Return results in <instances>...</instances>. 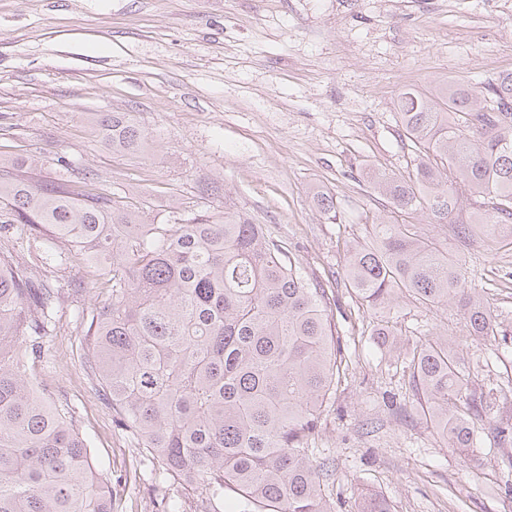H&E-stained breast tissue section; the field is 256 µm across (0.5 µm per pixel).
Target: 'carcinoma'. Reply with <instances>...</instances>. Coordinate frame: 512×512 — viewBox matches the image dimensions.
Instances as JSON below:
<instances>
[{"instance_id": "1", "label": "carcinoma", "mask_w": 512, "mask_h": 512, "mask_svg": "<svg viewBox=\"0 0 512 512\" xmlns=\"http://www.w3.org/2000/svg\"><path fill=\"white\" fill-rule=\"evenodd\" d=\"M398 120L416 148L408 177L374 172L391 215L372 245L349 254L346 282L381 310L406 293L421 305L462 302L470 335L496 337V315L467 288L466 259L394 216L426 211L446 224L459 189L492 207L477 225L512 233V74L480 92L445 83L401 93ZM91 129L135 154L146 134L128 112H101ZM327 218L336 198L314 194ZM0 204L13 223L52 229L64 243L43 264L104 261L107 299L79 313L88 379L115 422L167 474L211 496L233 493L236 512H332L321 470L306 455L342 358L324 284L284 243L239 212L148 224L138 210L74 181H36L0 164ZM61 292L0 244V512H112V486L74 412L51 407L26 375L41 352ZM419 407L448 445L474 448V395L463 353L446 340L412 350Z\"/></svg>"}]
</instances>
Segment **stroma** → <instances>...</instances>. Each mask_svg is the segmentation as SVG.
Wrapping results in <instances>:
<instances>
[{
    "instance_id": "1",
    "label": "stroma",
    "mask_w": 512,
    "mask_h": 512,
    "mask_svg": "<svg viewBox=\"0 0 512 512\" xmlns=\"http://www.w3.org/2000/svg\"><path fill=\"white\" fill-rule=\"evenodd\" d=\"M512 73V0H0V159L38 180L69 173L139 208L150 224L224 210L247 214L322 280L340 336L344 376L306 444L332 472L323 496L358 512L363 493L391 512H512V244L459 235L480 215L464 194L455 224L409 215L421 235L466 258L468 288L497 315L499 345L470 335L460 305L400 297L393 347L346 286L348 251L370 243L389 203L364 180L400 175L412 145L397 122L401 93L455 81L482 89ZM97 112H128L147 141L134 155L91 131ZM334 195L338 221L313 195ZM63 289L54 326L27 373L75 411L112 481V512H193V487L146 460L112 420L78 351V312L104 296L82 267L38 269ZM74 280L85 290L68 294ZM462 348L470 389L491 405L477 446L460 459L417 409L410 360L418 339Z\"/></svg>"
}]
</instances>
